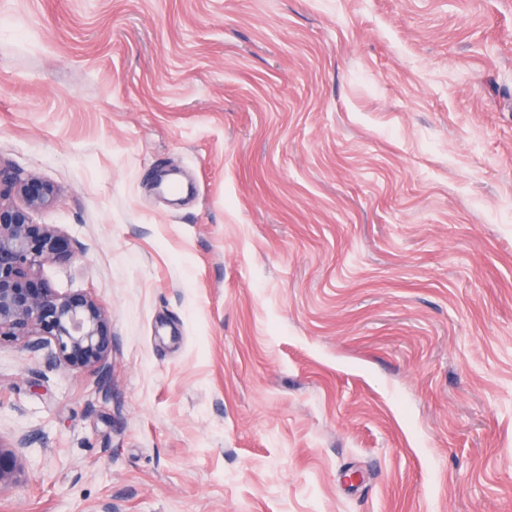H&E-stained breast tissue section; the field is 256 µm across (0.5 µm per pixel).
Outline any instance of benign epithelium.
<instances>
[{
  "label": "benign epithelium",
  "mask_w": 512,
  "mask_h": 512,
  "mask_svg": "<svg viewBox=\"0 0 512 512\" xmlns=\"http://www.w3.org/2000/svg\"><path fill=\"white\" fill-rule=\"evenodd\" d=\"M15 190L18 205L0 197V345L22 344L46 351L65 369H91L108 375L112 355V319L87 293L59 294L40 280L48 262L69 265L78 245L53 224L34 222L33 214L50 206L53 185L36 177L17 180L0 166V187ZM13 448L0 442V484L16 478Z\"/></svg>",
  "instance_id": "1"
}]
</instances>
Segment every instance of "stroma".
<instances>
[{
    "label": "stroma",
    "instance_id": "1",
    "mask_svg": "<svg viewBox=\"0 0 512 512\" xmlns=\"http://www.w3.org/2000/svg\"><path fill=\"white\" fill-rule=\"evenodd\" d=\"M0 164L114 336L0 512H512V0H0Z\"/></svg>",
    "mask_w": 512,
    "mask_h": 512
}]
</instances>
